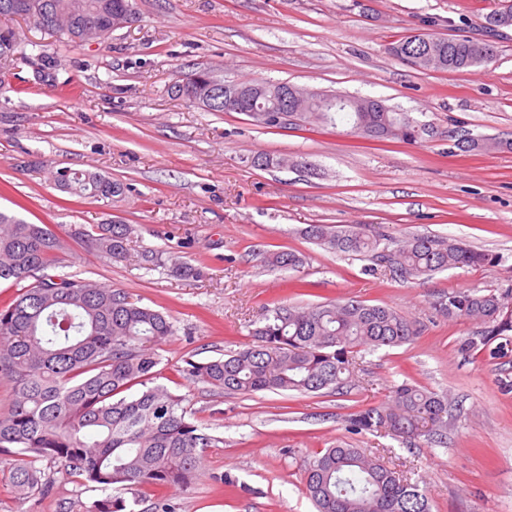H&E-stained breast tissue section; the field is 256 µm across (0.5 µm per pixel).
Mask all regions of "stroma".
<instances>
[{
    "mask_svg": "<svg viewBox=\"0 0 512 512\" xmlns=\"http://www.w3.org/2000/svg\"><path fill=\"white\" fill-rule=\"evenodd\" d=\"M498 0H136L138 22L105 40L63 47L18 23L24 60L0 78V210L46 224L65 249L56 275L123 288L169 316L159 381L186 396L218 437L203 475L165 495L176 512H314L307 463L339 444L364 449L426 493L431 512H512V348L464 356L471 321L438 303L450 291L512 289V151H471L467 138L512 140V29L496 55L460 72H424L388 45L418 28L480 33ZM225 83L289 82L370 96L429 123L415 145L345 127L266 128L242 112H209L173 97L185 74ZM293 159L260 169L254 154ZM59 170L122 183L111 200L61 191ZM132 225V256L98 252L79 230ZM310 224L380 225L393 237L462 241L496 256L480 267L416 280L365 273V261L307 241ZM159 253L154 268L139 252ZM292 250L302 267L269 266ZM200 277L172 273L176 262ZM388 305L420 331L392 349L360 351L350 386L318 393L225 394L181 372L183 361L244 348L273 301ZM448 395L445 443L414 446L380 431L352 434L349 417L384 403L402 382ZM48 491L19 500L0 482V512H89L105 498L152 512L153 492L101 491L48 468ZM230 475L229 488L219 481Z\"/></svg>",
    "mask_w": 512,
    "mask_h": 512,
    "instance_id": "35a3bbf8",
    "label": "stroma"
}]
</instances>
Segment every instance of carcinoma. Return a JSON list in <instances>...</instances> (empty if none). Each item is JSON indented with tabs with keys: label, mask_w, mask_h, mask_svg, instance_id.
Instances as JSON below:
<instances>
[{
	"label": "carcinoma",
	"mask_w": 512,
	"mask_h": 512,
	"mask_svg": "<svg viewBox=\"0 0 512 512\" xmlns=\"http://www.w3.org/2000/svg\"><path fill=\"white\" fill-rule=\"evenodd\" d=\"M119 16L136 21L134 0H0V71L23 55L12 22L22 18L72 46L97 41L114 30ZM512 28V0H499L482 29ZM405 44L403 55L424 71L457 72L492 61L495 46L471 36L437 33L428 43L410 35L390 43ZM224 80L208 70L188 73L170 92L213 112L242 110L238 101L210 95V82ZM266 92L251 107L269 111L265 126L277 127L275 110L285 101L274 92L279 83L255 80ZM366 99L349 97L336 108L304 93L294 100L297 126L334 123L344 115L349 133L378 141L412 144L433 134L431 125L407 112L363 111ZM471 150L512 151V140L471 138ZM55 184L73 194L110 199L124 187L90 172L58 171ZM133 228L102 224L94 248L114 259L130 253ZM305 238L328 250L368 258L395 278L429 277L496 258L448 238L412 236L397 240L368 224H309ZM64 244L46 224H30L0 212V282L18 288L0 307V380L11 386L9 409L0 412V452H14L3 471L17 498L26 500L49 488L42 462L101 490L114 485L131 490L186 489L197 479L213 436L195 422L183 395L156 383L157 347L175 333L162 312L135 301L124 289L61 278L49 273ZM272 266L295 269L303 259L288 250L269 255ZM451 318L474 321L481 330L459 345L465 354L493 341L512 338V291H451L439 303ZM254 343L206 362L190 358L184 375L227 394L260 391L319 392L343 388L353 376L355 354L407 344L418 335L416 324L401 312L358 300L311 306L275 303ZM350 430L383 429L407 443L441 440L448 431V396L404 382L392 388L378 407L357 412ZM303 485L316 512H430L418 486L360 448L336 446L308 462ZM90 512H134L125 502L97 500Z\"/></svg>",
	"instance_id": "carcinoma-1"
}]
</instances>
